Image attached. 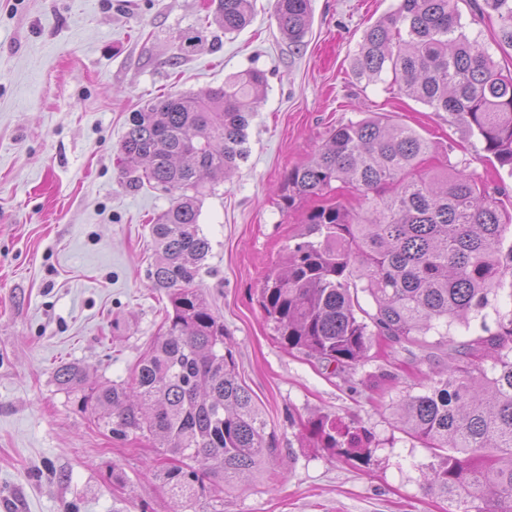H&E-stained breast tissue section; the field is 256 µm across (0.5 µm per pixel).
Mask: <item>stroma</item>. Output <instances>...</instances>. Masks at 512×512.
Returning a JSON list of instances; mask_svg holds the SVG:
<instances>
[{
  "mask_svg": "<svg viewBox=\"0 0 512 512\" xmlns=\"http://www.w3.org/2000/svg\"><path fill=\"white\" fill-rule=\"evenodd\" d=\"M209 0H0V512H175L157 472L164 460L142 436L98 428L59 390L54 371L81 364L99 383H130L170 308L148 278L150 222L171 197L132 189L118 163L132 112L168 93L222 86L264 72L247 129L246 161L200 204L212 251L199 285L224 322L238 374L276 450L264 471L217 497V512H448L418 471L428 449L396 421L447 358L391 343L353 373L277 339L260 307L319 198L282 208L288 169L308 161L336 126L378 112L429 139L426 170L465 166L506 189L512 170L447 115L401 94L390 76L357 81L352 59L368 25L397 0H312L304 47L282 38L274 0H255L234 34L208 23ZM459 9L503 71L495 18ZM196 36L195 46L185 39ZM327 417L372 442L352 462L307 433Z\"/></svg>",
  "mask_w": 512,
  "mask_h": 512,
  "instance_id": "stroma-1",
  "label": "stroma"
}]
</instances>
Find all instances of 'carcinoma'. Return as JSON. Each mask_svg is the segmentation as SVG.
I'll use <instances>...</instances> for the list:
<instances>
[{"label": "carcinoma", "instance_id": "1", "mask_svg": "<svg viewBox=\"0 0 512 512\" xmlns=\"http://www.w3.org/2000/svg\"><path fill=\"white\" fill-rule=\"evenodd\" d=\"M483 2L499 21L498 45L512 48V0ZM211 6L212 22L231 34L250 22L253 0ZM274 16L288 43L303 46L311 0H275ZM352 73L368 82L391 75L400 92L448 115V125L512 170V73L463 31L458 0H398L364 31ZM265 84L250 70L131 113L120 147L125 174L172 196L150 225L158 259L149 272L172 311L130 384L93 386L71 363L55 370L60 389L112 435L156 441L174 460L160 470L173 497L199 506L259 471L275 449L224 322L197 283L212 251L200 199L247 159ZM430 149L416 129L382 115L334 128L310 161L285 173L282 205L349 189L364 212L339 201L311 209L260 303L282 344L340 372L365 365L381 340L441 350L454 344L452 330L480 320V333L432 372L424 392L396 405L397 423L430 450L422 479L448 498V512H512V309L497 306L512 277V247L503 252L512 210L499 189L464 169L420 174ZM310 432L358 460L372 453L323 417Z\"/></svg>", "mask_w": 512, "mask_h": 512}]
</instances>
